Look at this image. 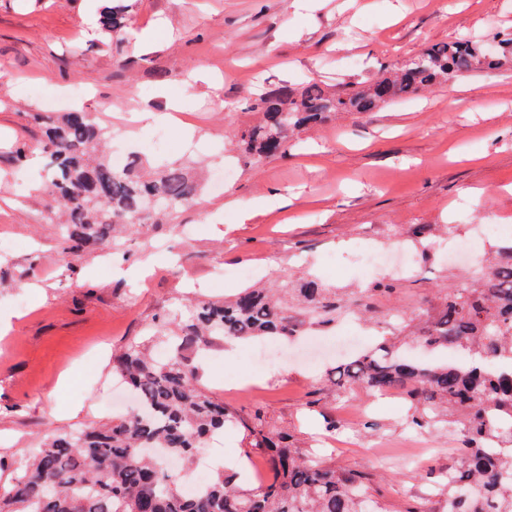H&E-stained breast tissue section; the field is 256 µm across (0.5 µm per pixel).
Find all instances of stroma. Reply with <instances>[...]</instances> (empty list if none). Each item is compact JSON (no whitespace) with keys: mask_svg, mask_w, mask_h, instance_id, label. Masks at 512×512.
I'll use <instances>...</instances> for the list:
<instances>
[{"mask_svg":"<svg viewBox=\"0 0 512 512\" xmlns=\"http://www.w3.org/2000/svg\"><path fill=\"white\" fill-rule=\"evenodd\" d=\"M100 7L99 0H0V312L12 316L10 329H0V486L11 483L28 449L109 417L113 350L145 338L193 289L229 296L243 288L244 268L273 282L308 266L329 282L344 277L353 302L365 282L347 259L360 238L384 236L394 224H479L489 208L512 225V73L484 72L374 112L337 114L285 155L256 165L230 150L234 131L254 118L241 109L244 98L285 81L338 89L450 37L512 29V0H316L300 13L290 0H133V30L120 51L99 46L86 25ZM349 55L359 68L344 66ZM73 86L89 88L83 108L96 114L110 147L138 150L158 165L178 155L198 159L205 179L229 160L232 180L223 191H203L172 223L123 240L118 253L69 262L48 221L37 157L26 163L25 183L14 173L17 148L40 137L28 111H67ZM173 100L189 102L184 126L195 131L182 136L177 154L156 140L169 125L128 118ZM472 186L479 199L463 196ZM274 192L283 205L242 219L237 202ZM150 255L155 268L140 278L137 265ZM216 267L226 287H214ZM459 279L445 259L424 264L378 298L377 315L361 323V349L396 332V313L426 314L438 291ZM247 349L220 344L217 363L195 359L202 385L230 412L245 419L263 409L267 427L290 433L296 446L376 472L379 496L396 512H447L434 474L451 464L454 437L408 429L409 404L395 393L360 396L367 410L353 415L350 433L326 431L325 418H338L342 405L326 394L338 362L332 351L312 367L291 361L251 370V388L225 390V371L237 369ZM320 389L319 408L309 410ZM56 404L65 414H51ZM207 453L225 469L242 459L261 464V478L272 476L265 450L243 429L213 435Z\"/></svg>","mask_w":512,"mask_h":512,"instance_id":"35a3bbf8","label":"stroma"}]
</instances>
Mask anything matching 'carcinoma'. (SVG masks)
Segmentation results:
<instances>
[{
  "mask_svg": "<svg viewBox=\"0 0 512 512\" xmlns=\"http://www.w3.org/2000/svg\"><path fill=\"white\" fill-rule=\"evenodd\" d=\"M129 0H112L100 11L99 43L108 47L130 25ZM512 71V31L481 40L462 35L426 46L402 67L351 87L329 90L319 82L301 88L278 84L244 103L259 121L236 134L242 157L257 164L288 150L299 131L344 112L363 114L457 78ZM41 128L38 149L44 189L51 198L49 223L59 225L62 250L78 259L88 250L117 249L119 233L142 234L198 202L200 189L187 162L151 173L135 157L128 170L112 169L101 147L105 131L93 113L29 112ZM166 204L146 213L145 198ZM446 288L431 312L402 326L411 341L436 355L464 351L463 363L406 357L392 341L336 366V397L401 392L410 402L406 425L421 432L440 423L461 426L454 464L443 476L448 512H512V253L497 250L481 268ZM373 304H347L340 289L308 274L279 289L250 286L230 300H191L166 314L155 342L173 355L161 361L145 341L129 342L112 359L140 409L81 430L56 434L28 449L20 474L0 489V512H389L374 494L378 476L348 470L303 453L287 433L266 430L257 411L250 421L234 417L200 384L189 355L217 341L266 336L286 340L306 316L331 325L347 311L367 318ZM228 422L244 428L268 450L272 479L247 489L222 468L204 491L181 493L185 470Z\"/></svg>",
  "mask_w": 512,
  "mask_h": 512,
  "instance_id": "1",
  "label": "carcinoma"
}]
</instances>
